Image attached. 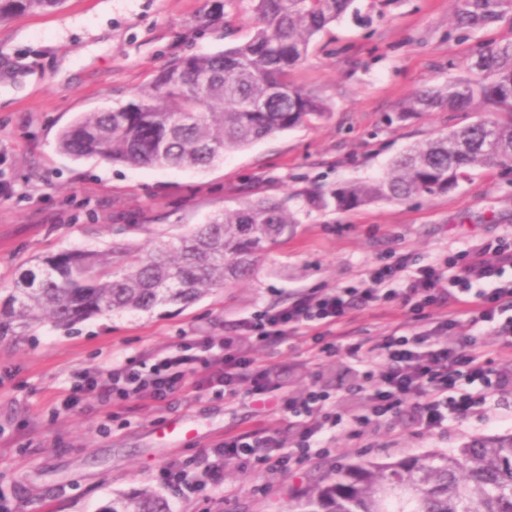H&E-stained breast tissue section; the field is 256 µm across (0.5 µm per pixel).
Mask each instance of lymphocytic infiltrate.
Listing matches in <instances>:
<instances>
[{
    "mask_svg": "<svg viewBox=\"0 0 512 512\" xmlns=\"http://www.w3.org/2000/svg\"><path fill=\"white\" fill-rule=\"evenodd\" d=\"M399 305L420 315L421 328L393 327L379 340L343 341L336 327L357 310ZM491 326L512 348V240L495 238L447 255L433 264L399 258L362 273L355 285L304 293L293 302L269 307L235 321L227 333L169 346L151 362H117L71 385L67 404L88 389L103 404L149 398L163 401L177 391L217 392L235 399L247 391L266 415L294 417L292 438L266 427L225 435L201 465L212 487H220L222 463L234 458L287 471L329 452L338 431L370 421L409 416L435 430L449 419L463 420L512 392V368L495 365L475 336L451 335L460 326ZM301 340L311 360L365 380L368 412L347 420L330 394L311 386L296 395L276 382L269 367L250 357L249 344L284 345Z\"/></svg>",
    "mask_w": 512,
    "mask_h": 512,
    "instance_id": "f902f5d3",
    "label": "lymphocytic infiltrate"
}]
</instances>
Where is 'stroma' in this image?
Returning <instances> with one entry per match:
<instances>
[{
  "mask_svg": "<svg viewBox=\"0 0 512 512\" xmlns=\"http://www.w3.org/2000/svg\"><path fill=\"white\" fill-rule=\"evenodd\" d=\"M224 20L214 23L216 4ZM451 0H354L312 40L296 84L324 99V118L227 154L209 168L75 161L56 150L76 116L126 102L150 87L171 60L216 52L249 39L258 25L249 0H65L51 12L0 24V289L31 260L121 243L144 253L210 214L260 194L286 201L298 224L273 245L251 279L210 291L187 306L97 316L63 331L43 326L0 336V512H101L119 495L160 489V470L209 455L225 434L264 426L289 431L288 417L259 416L247 394L227 401L179 391L167 400L104 407L87 391L63 401L73 377L108 360L164 351L179 337L223 335L225 327L304 292L350 286L363 270L409 255L440 261L448 251L512 238V170L469 172L445 195L377 201L348 211L306 205L314 189L371 181L411 145L483 116L469 111L402 114L413 93L466 77L463 61L480 41L512 40L500 24L470 34L453 29ZM382 307L337 326L352 340L376 339L400 322ZM307 346H255L296 393L336 374L307 358ZM512 434V395L478 416L430 432L409 419L372 423L360 436L338 433L331 454L293 472L225 459V488L180 496L172 512H288L297 494L337 468L368 460L444 452L471 439Z\"/></svg>",
  "mask_w": 512,
  "mask_h": 512,
  "instance_id": "35a3bbf8",
  "label": "stroma"
}]
</instances>
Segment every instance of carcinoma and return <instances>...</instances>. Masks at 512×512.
<instances>
[{"mask_svg": "<svg viewBox=\"0 0 512 512\" xmlns=\"http://www.w3.org/2000/svg\"><path fill=\"white\" fill-rule=\"evenodd\" d=\"M63 0H0V23L58 8ZM251 38L222 51L179 57L150 89L115 107L86 112L60 130L57 150L73 159L135 167L207 168L275 133L324 116L291 71L311 39L353 0H250ZM453 22L478 32L512 24V0H454ZM468 70L413 95L406 112H464L478 101L489 118L418 143L372 182L346 181L306 203L351 210L375 201L446 194L474 168L512 167V41L478 45ZM297 223L283 202L257 196L222 210L178 238L126 261L128 248L67 250L40 257L0 297V336L50 324L58 330L97 315L186 305L250 277ZM297 512H512V434L470 440L446 453L379 464L351 463L297 497ZM102 512H171L151 489L112 499Z\"/></svg>", "mask_w": 512, "mask_h": 512, "instance_id": "obj_1", "label": "carcinoma"}]
</instances>
